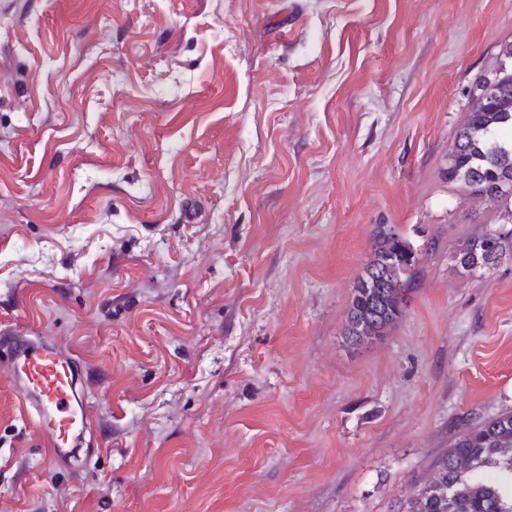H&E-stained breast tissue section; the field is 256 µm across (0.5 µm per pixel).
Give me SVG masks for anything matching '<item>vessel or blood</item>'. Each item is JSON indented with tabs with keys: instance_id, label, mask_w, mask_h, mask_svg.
Segmentation results:
<instances>
[{
	"instance_id": "vessel-or-blood-1",
	"label": "vessel or blood",
	"mask_w": 512,
	"mask_h": 512,
	"mask_svg": "<svg viewBox=\"0 0 512 512\" xmlns=\"http://www.w3.org/2000/svg\"><path fill=\"white\" fill-rule=\"evenodd\" d=\"M6 346L11 381L25 408L36 411L51 461H60L90 426L75 374L78 357L26 336L8 337Z\"/></svg>"
}]
</instances>
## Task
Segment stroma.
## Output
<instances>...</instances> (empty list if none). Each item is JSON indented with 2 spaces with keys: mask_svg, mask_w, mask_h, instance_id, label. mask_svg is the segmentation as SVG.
Instances as JSON below:
<instances>
[{
  "mask_svg": "<svg viewBox=\"0 0 512 512\" xmlns=\"http://www.w3.org/2000/svg\"><path fill=\"white\" fill-rule=\"evenodd\" d=\"M512 0H0V336L78 355L88 456L0 371V512H397L512 409L498 205L449 182ZM387 224L401 321L343 341ZM491 252L504 260L512 261L511 228L494 234L490 230H484L464 239L458 244L452 261L456 269L470 273L485 268L487 255Z\"/></svg>",
  "mask_w": 512,
  "mask_h": 512,
  "instance_id": "stroma-1",
  "label": "stroma"
}]
</instances>
